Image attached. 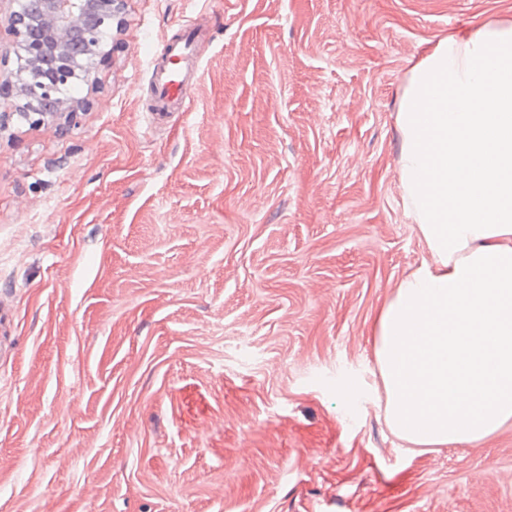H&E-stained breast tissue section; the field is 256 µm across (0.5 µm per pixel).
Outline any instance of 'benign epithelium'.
Segmentation results:
<instances>
[{
    "label": "benign epithelium",
    "instance_id": "7a95c632",
    "mask_svg": "<svg viewBox=\"0 0 512 512\" xmlns=\"http://www.w3.org/2000/svg\"><path fill=\"white\" fill-rule=\"evenodd\" d=\"M124 0H31L28 13L0 14L24 51L15 82L0 86V98L13 96L38 120L74 115L78 103L59 96L62 87L89 81L102 31L122 24Z\"/></svg>",
    "mask_w": 512,
    "mask_h": 512
}]
</instances>
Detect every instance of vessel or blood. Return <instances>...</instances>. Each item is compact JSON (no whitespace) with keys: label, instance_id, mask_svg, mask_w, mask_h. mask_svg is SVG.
Returning a JSON list of instances; mask_svg holds the SVG:
<instances>
[{"label":"vessel or blood","instance_id":"1","mask_svg":"<svg viewBox=\"0 0 512 512\" xmlns=\"http://www.w3.org/2000/svg\"><path fill=\"white\" fill-rule=\"evenodd\" d=\"M197 35L193 26H186L184 35L170 44L167 64L154 67L150 112L161 119L170 112L184 108L192 87V64L197 56Z\"/></svg>","mask_w":512,"mask_h":512}]
</instances>
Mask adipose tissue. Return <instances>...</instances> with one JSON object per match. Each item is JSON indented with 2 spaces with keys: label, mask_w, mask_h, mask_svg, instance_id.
I'll return each instance as SVG.
<instances>
[{
  "label": "adipose tissue",
  "mask_w": 512,
  "mask_h": 512,
  "mask_svg": "<svg viewBox=\"0 0 512 512\" xmlns=\"http://www.w3.org/2000/svg\"><path fill=\"white\" fill-rule=\"evenodd\" d=\"M398 123L430 258L375 321L385 416L415 447L469 445L512 420V26L438 42Z\"/></svg>",
  "instance_id": "obj_1"
}]
</instances>
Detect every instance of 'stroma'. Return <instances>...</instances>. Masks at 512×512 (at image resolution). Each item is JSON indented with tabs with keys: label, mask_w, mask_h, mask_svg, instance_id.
Returning a JSON list of instances; mask_svg holds the SVG:
<instances>
[{
	"label": "stroma",
	"mask_w": 512,
	"mask_h": 512,
	"mask_svg": "<svg viewBox=\"0 0 512 512\" xmlns=\"http://www.w3.org/2000/svg\"><path fill=\"white\" fill-rule=\"evenodd\" d=\"M487 24L512 0H126L69 133L0 127V512H512V422L402 440L373 335L430 257L409 71ZM197 35L195 27L188 25L184 35L176 43L170 44L168 58H177L165 65L154 66L152 72L153 88L150 104L151 115L161 119L170 112L182 109L192 87V63L197 56Z\"/></svg>",
	"instance_id": "35a3bbf8"
}]
</instances>
